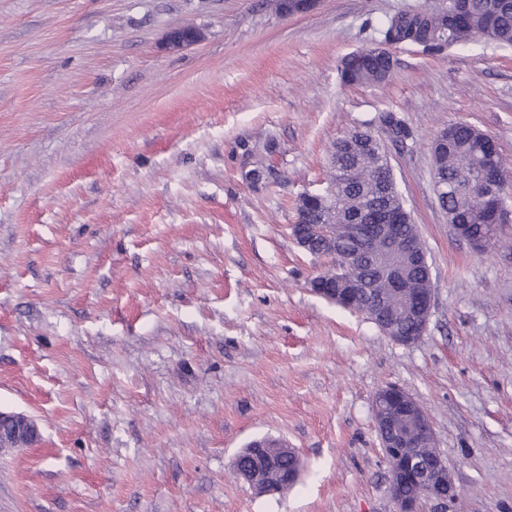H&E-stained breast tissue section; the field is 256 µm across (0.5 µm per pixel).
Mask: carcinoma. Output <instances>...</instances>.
Masks as SVG:
<instances>
[{
	"label": "carcinoma",
	"instance_id": "carcinoma-1",
	"mask_svg": "<svg viewBox=\"0 0 512 512\" xmlns=\"http://www.w3.org/2000/svg\"><path fill=\"white\" fill-rule=\"evenodd\" d=\"M379 40L404 41L424 46L429 54H439L454 44L477 37L503 46H512V0H462L457 10L444 16L432 15L421 21L415 15L390 16L377 29ZM392 57L370 52L341 60L340 78L345 85L382 84L392 75ZM411 137L409 127L393 111H384L374 120L336 140L330 150L332 175L330 195L311 200L297 208V218L309 224H350L358 214L374 206L398 218L392 240L380 246L391 255L392 269L382 275L377 268V247L364 249L363 263L357 267L355 291L375 298L385 295L390 305L413 302L414 288L421 285L424 271L412 265L411 258L395 249L399 240L411 242L426 251L419 229L413 223L395 178L388 166V146L404 147ZM494 167L507 173L499 154L489 153L482 132L456 123L448 138L433 144L434 176L448 183L441 208L451 224L463 226L468 237L496 233L497 200L480 188L478 170L486 157Z\"/></svg>",
	"mask_w": 512,
	"mask_h": 512
}]
</instances>
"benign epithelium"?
<instances>
[{
  "instance_id": "obj_1",
  "label": "benign epithelium",
  "mask_w": 512,
  "mask_h": 512,
  "mask_svg": "<svg viewBox=\"0 0 512 512\" xmlns=\"http://www.w3.org/2000/svg\"><path fill=\"white\" fill-rule=\"evenodd\" d=\"M202 38L200 31L183 29L175 31L168 37V47L172 50H183L197 44ZM395 225L391 224L389 215H373L364 213L356 218L353 224L344 225L345 234L353 239L377 241L393 234ZM291 234L296 245L310 256L329 260L336 257V232L332 224H293ZM359 264V254H346L342 265L325 268L310 281L311 290L334 303L340 298L348 300L342 291L353 288L352 270ZM416 301L419 302L421 313L418 329L409 335H401L398 331L397 318L406 316L401 309H394L385 314L377 304H360L359 312L366 315L379 330L392 341L410 346L417 343L424 335L435 304V288L433 276H428L425 287L417 289ZM374 422L378 431L381 447L402 448L403 454L396 456L389 467V491L395 505L394 512H421L425 501H436L448 508H453L458 499V490L450 476L442 455L437 454L425 460L418 452L436 443V433L427 412L419 401L396 386H386L377 391L373 399ZM411 410L414 425L405 433L387 432L386 426L401 418V413ZM39 438L36 422L21 413L0 411V451L9 448H24L33 445ZM276 447L298 461L295 469L288 473V482L274 483L270 474L275 471L277 453L271 450ZM261 454V464L253 470L233 467L236 477L244 480L256 494L264 496L284 493L296 483L301 471V458L295 449L279 442L275 445L270 440L257 441L248 452Z\"/></svg>"
}]
</instances>
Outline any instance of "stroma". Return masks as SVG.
Instances as JSON below:
<instances>
[{"instance_id": "obj_1", "label": "stroma", "mask_w": 512, "mask_h": 512, "mask_svg": "<svg viewBox=\"0 0 512 512\" xmlns=\"http://www.w3.org/2000/svg\"><path fill=\"white\" fill-rule=\"evenodd\" d=\"M442 4L0 0V411L40 432L0 452V512H394L388 385L426 409L454 512H512V221L482 253L456 237L430 151L467 123L512 171V47L398 46L383 85L338 71ZM184 27L201 41L171 51ZM382 111L412 132L391 164L435 286L411 346L314 294L325 264L291 236L332 144ZM264 436L303 461L280 495L232 473Z\"/></svg>"}]
</instances>
